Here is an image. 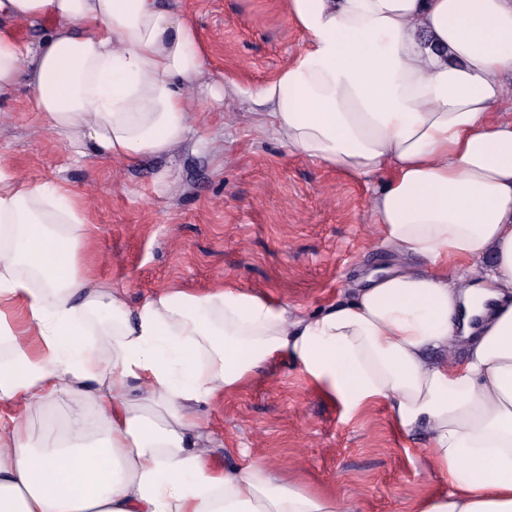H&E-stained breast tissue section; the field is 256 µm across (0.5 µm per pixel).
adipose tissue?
Returning a JSON list of instances; mask_svg holds the SVG:
<instances>
[{
	"label": "adipose tissue",
	"instance_id": "1",
	"mask_svg": "<svg viewBox=\"0 0 512 512\" xmlns=\"http://www.w3.org/2000/svg\"><path fill=\"white\" fill-rule=\"evenodd\" d=\"M285 8L303 42L256 90L255 125L372 186L401 267L312 318L231 288L133 306L81 269L82 201L0 170V512H359L216 462L193 404L285 359L349 414L386 401L427 428L452 489L414 512H512V0ZM205 64L161 0H0V97L25 86L78 160L129 169L205 142L197 110L237 96ZM61 399L63 431H33Z\"/></svg>",
	"mask_w": 512,
	"mask_h": 512
}]
</instances>
